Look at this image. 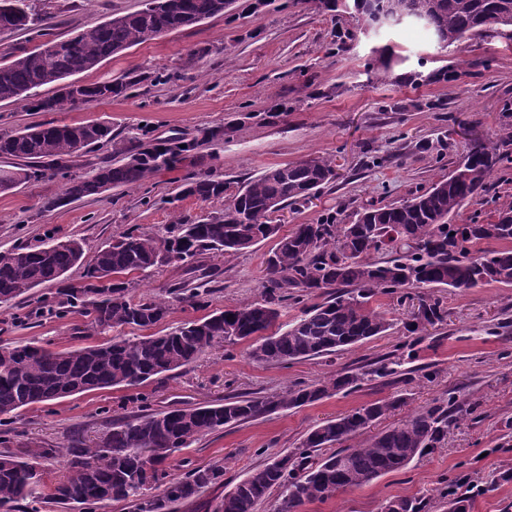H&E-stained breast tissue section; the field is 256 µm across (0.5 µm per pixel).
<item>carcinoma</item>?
<instances>
[{"label": "carcinoma", "instance_id": "cac0c4a2", "mask_svg": "<svg viewBox=\"0 0 512 512\" xmlns=\"http://www.w3.org/2000/svg\"><path fill=\"white\" fill-rule=\"evenodd\" d=\"M225 0H155L156 6L49 38L53 13L33 8L29 0H0V32L34 33L55 43L24 49L0 62V102H25L33 112H61L78 104L121 97L147 80L130 73L122 78L81 84L72 91L69 78L97 68L110 56L159 35L225 13ZM385 10L397 26L413 21L428 27L438 42L452 46L472 33L512 27V0H372V11ZM55 87L51 95L41 88ZM224 138V128H208L191 137L161 142L117 139L100 121L78 125L52 121L28 125L0 136V158L19 161L23 181L45 177L49 169H67L68 160L110 143L114 158L93 168L91 176L72 175L58 206L102 193V186L129 187L188 162L198 163L205 144ZM512 135L491 137L472 146L466 162L427 190L396 203L365 207L353 220L326 216L299 224L281 237L266 261L268 278L261 299L245 307H226L175 330L113 337L106 342L55 351L34 342L0 348V416L16 417L31 405L77 393L141 385L164 372L193 363L220 343L248 341L249 356L265 365L329 357L349 346L386 333L392 323L370 305L378 293L405 288H451L465 291L490 283L512 285V206L498 212V222L450 224L448 218L473 200L499 163L509 155ZM335 160L311 158L271 167L236 192L208 172L184 179L178 197L218 203L219 212L205 220H183L166 236L128 230L86 257L82 242L67 239L0 251V303H8L46 283H57L51 296L37 300L35 314L66 317L78 310L88 336L121 326L150 327L162 322L170 303L129 296L128 276L171 263L193 264L211 252L236 254L276 233L270 215L284 206L304 205L336 181ZM485 241L507 246L481 249ZM83 268L81 281L66 274ZM330 288L329 297L303 316L278 323L283 304ZM176 302H202L198 288L172 290ZM440 301L421 300L412 334L442 321ZM400 361L380 358L359 372L342 370L312 384H295L279 394L241 395L222 403L145 408L112 422V430L94 446L74 444L59 453L33 448L23 459L0 451V512H14L36 498L40 482L37 460L63 456L68 475L48 495L53 504L94 506L124 502L131 512H176L205 488L221 481L220 466L193 467L172 476L161 465L197 438L235 424L265 418L282 409L313 404L365 381L396 373ZM405 398L364 404L316 425L301 445L267 459L224 495L215 512H256L278 491L275 512H296L309 502H324L341 492L363 487L397 472L421 457L448 433L462 412L454 392L448 400L415 412L408 420L370 437L364 433ZM356 444H351V441ZM332 450L316 460L314 453Z\"/></svg>", "mask_w": 512, "mask_h": 512}]
</instances>
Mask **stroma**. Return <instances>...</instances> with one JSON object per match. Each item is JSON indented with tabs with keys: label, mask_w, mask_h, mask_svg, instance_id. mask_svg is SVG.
<instances>
[{
	"label": "stroma",
	"mask_w": 512,
	"mask_h": 512,
	"mask_svg": "<svg viewBox=\"0 0 512 512\" xmlns=\"http://www.w3.org/2000/svg\"><path fill=\"white\" fill-rule=\"evenodd\" d=\"M62 16L52 21L57 34H70L112 17L137 11L143 0H64ZM390 46L400 61L375 80L370 69L375 50ZM136 71L147 75L129 97L108 98L63 112H30L0 102V135L51 121L78 124L100 121L120 137L165 140L223 126V140L206 145L198 172L223 176L229 191L269 167L312 157H334L340 173L335 184L304 206L272 214L276 236L237 254H209L205 267L218 275L206 306L173 303L160 331L199 319L227 306L260 300L266 261L278 239L295 225L319 216L351 214L368 205L399 202L431 187L460 163L470 144L512 128L503 105L512 102V30L501 28L444 48L425 27L403 23L361 33L359 21L340 12L330 16L309 0H237L232 14L218 15L167 32L106 59L81 73L94 83ZM171 74L166 83L150 82L155 73ZM425 75L417 84L411 74ZM245 118L241 127L232 122ZM112 158L111 146L76 159L70 171L87 174L92 164ZM67 171V172H70ZM65 171L0 193V250L40 245L49 238L82 240L86 254L128 228L158 235L175 218L198 221L215 211L212 203L177 199L185 169L164 171L135 187L111 189L93 199L55 205ZM512 204V161L494 173L492 188L464 204L455 224L496 220ZM186 267L170 264L135 275V298H167L188 280ZM44 284L24 297L0 304V344L38 341L53 350L89 344L77 334L84 319L17 317L37 298L53 293ZM446 313L423 340L405 329L416 298L398 301L377 295L371 304L392 327L384 335L327 358H305L270 366L250 358L247 342L218 345L187 367L166 372L132 388H108L37 404L21 410L9 433V448L22 454L40 446L57 449L73 441L93 442L111 429L114 418L137 411L141 398L153 409L217 403L241 393H278L295 383L309 384L341 369H359L378 357L413 345L404 369L411 381L394 375L364 383L350 392L279 411L264 419L199 437L168 460L171 474L185 465L224 468L221 483L206 488L178 512H213L217 502L269 455L300 446L320 422L356 407L398 396L406 402L374 423L377 434L414 412L456 392L463 416L446 437L407 469L344 492L324 502L304 504L299 512H381L393 498H419L427 512H444L447 496L466 489L470 512H512V335L489 330L512 317V285L492 284L466 291L439 290Z\"/></svg>",
	"instance_id": "stroma-1"
}]
</instances>
